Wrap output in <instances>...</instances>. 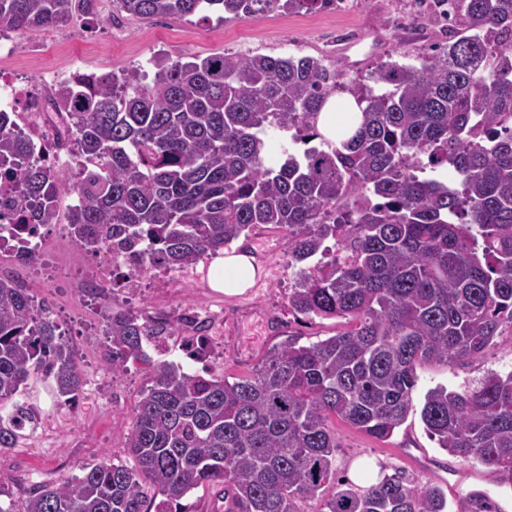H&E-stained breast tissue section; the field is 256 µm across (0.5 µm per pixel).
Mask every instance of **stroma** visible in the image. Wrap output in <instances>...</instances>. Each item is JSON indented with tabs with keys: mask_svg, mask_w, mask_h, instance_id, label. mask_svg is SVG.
<instances>
[{
	"mask_svg": "<svg viewBox=\"0 0 512 512\" xmlns=\"http://www.w3.org/2000/svg\"><path fill=\"white\" fill-rule=\"evenodd\" d=\"M346 10L288 13L279 8L240 14L226 19L201 13L183 19L145 20L117 12L114 0H97L95 16L76 13L70 24L32 34L6 32L0 38L11 46L6 75L43 84L80 70L97 75L118 74L139 67L155 73L157 59L191 61L213 54L248 56H310L342 71L348 78H364L378 65L426 53L434 44L447 45L444 33L429 15L417 12L413 0H350ZM46 247L37 263L0 254V274L28 289L35 301L54 315L74 346L83 378H97L101 391L95 399L78 397L58 405L50 388L32 378L26 395L38 413L36 429H24L16 447L0 450V490L23 505L25 492L39 484L57 483L79 475L84 464L102 458L128 461L127 435L133 407L150 382V363L182 365L186 372L212 367L226 377L249 374L266 350L288 336L308 344L344 331V319L308 318L288 306L296 270L288 264L284 230L261 224L243 233L233 249L251 255L261 273L252 288L228 297L209 287L199 264L185 267L180 278L154 269L137 288L118 282L107 301L87 292L85 285L103 254L79 249L58 225L45 226ZM134 312L141 321L165 317L180 324L186 310H206L217 318L209 332L206 363L187 352L193 328L181 326L178 335L148 349L149 363H134L112 374L103 359L100 306ZM512 370V328L503 327L494 345L461 362H429L416 368L415 405L438 386L461 391L476 385L487 372ZM333 428L336 476L349 478L362 467L363 481L373 484L397 470L419 483L444 489L449 506L475 490L495 495L502 512H512V486L499 472L476 461L448 454L426 431L419 413L385 441L337 421Z\"/></svg>",
	"mask_w": 512,
	"mask_h": 512,
	"instance_id": "35a3bbf8",
	"label": "stroma"
}]
</instances>
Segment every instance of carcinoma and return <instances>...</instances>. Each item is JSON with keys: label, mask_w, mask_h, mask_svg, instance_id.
<instances>
[{"label": "carcinoma", "mask_w": 512, "mask_h": 512, "mask_svg": "<svg viewBox=\"0 0 512 512\" xmlns=\"http://www.w3.org/2000/svg\"><path fill=\"white\" fill-rule=\"evenodd\" d=\"M259 0H117L143 19L202 11L237 16ZM94 0H0V32L64 25ZM330 0H284L289 12ZM462 25L454 42L413 62H386L347 91L354 133L331 142L318 115L340 87L313 57L217 54L139 69L85 90L62 85L79 179L51 170L0 112V170L18 183L11 205L29 230L58 223L54 203L77 196L67 224L86 251L107 241L135 276L214 254L258 224L288 237L301 266L288 306L342 318L347 329L308 345L288 336L247 376L190 374L154 365L135 404L127 451L81 475L30 489L23 512H184L201 485L220 512H448L447 495L404 475L363 491L339 487L338 419L385 441L414 411L415 367L473 357L512 327V0H444ZM306 132L320 147L269 157L274 129ZM452 168L455 186L418 170ZM26 289L0 280V449L34 422L20 397L39 375L60 405L82 376L74 347ZM175 324L111 311L104 360L112 373L146 362L148 344ZM422 422L439 447L512 483V370L461 392L425 395ZM457 512H501L473 492Z\"/></svg>", "instance_id": "cac0c4a2"}]
</instances>
